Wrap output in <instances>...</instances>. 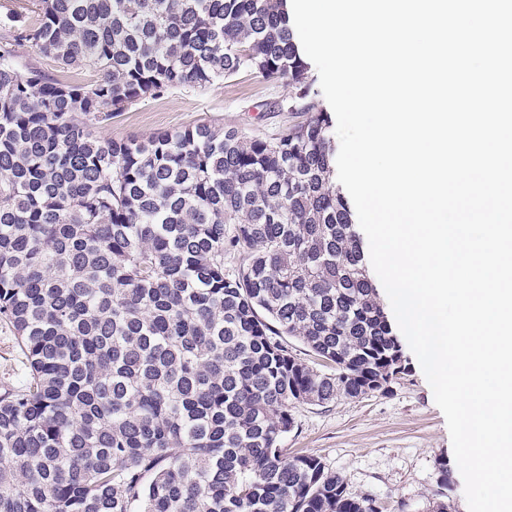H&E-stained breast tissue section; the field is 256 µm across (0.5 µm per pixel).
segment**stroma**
<instances>
[{"label": "stroma", "instance_id": "1", "mask_svg": "<svg viewBox=\"0 0 512 512\" xmlns=\"http://www.w3.org/2000/svg\"><path fill=\"white\" fill-rule=\"evenodd\" d=\"M289 94L286 82L242 73L133 104L98 133L116 141L144 140L209 121L261 136L295 121V114L274 109ZM404 356L405 373L387 394L295 406L294 427L282 445L292 456L321 457L344 478L350 492L375 496L384 512H430L443 478L449 484L451 512H468L445 417L413 352L405 351ZM442 460L448 463L444 475L438 469Z\"/></svg>", "mask_w": 512, "mask_h": 512}]
</instances>
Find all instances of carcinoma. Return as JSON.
<instances>
[{"label":"carcinoma","instance_id":"obj_1","mask_svg":"<svg viewBox=\"0 0 512 512\" xmlns=\"http://www.w3.org/2000/svg\"><path fill=\"white\" fill-rule=\"evenodd\" d=\"M243 72L287 81L306 120L96 133ZM313 83L287 0H32L5 16L0 321L26 372L0 393V512H383L281 448L295 405L384 395L405 371ZM439 468L432 512H448Z\"/></svg>","mask_w":512,"mask_h":512}]
</instances>
